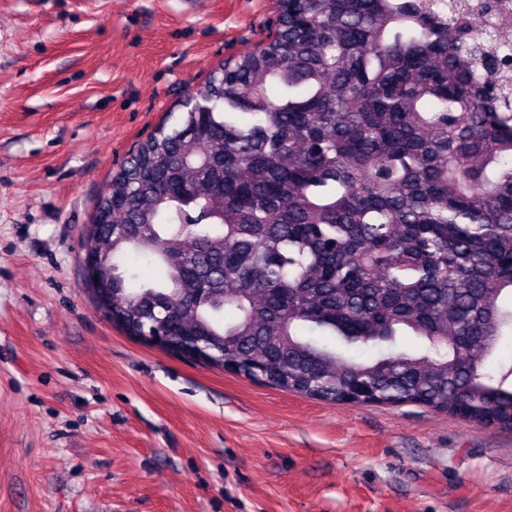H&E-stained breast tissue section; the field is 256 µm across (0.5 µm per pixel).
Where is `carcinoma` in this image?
<instances>
[{
    "label": "carcinoma",
    "instance_id": "carcinoma-1",
    "mask_svg": "<svg viewBox=\"0 0 512 512\" xmlns=\"http://www.w3.org/2000/svg\"><path fill=\"white\" fill-rule=\"evenodd\" d=\"M276 5L96 200L112 317L282 391L512 430V365L487 370L512 336L506 0Z\"/></svg>",
    "mask_w": 512,
    "mask_h": 512
}]
</instances>
